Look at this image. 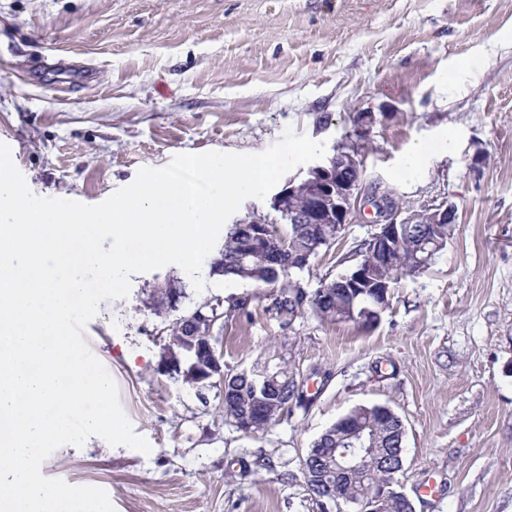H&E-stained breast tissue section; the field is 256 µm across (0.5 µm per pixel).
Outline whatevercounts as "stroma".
<instances>
[{
	"label": "stroma",
	"mask_w": 512,
	"mask_h": 512,
	"mask_svg": "<svg viewBox=\"0 0 512 512\" xmlns=\"http://www.w3.org/2000/svg\"><path fill=\"white\" fill-rule=\"evenodd\" d=\"M288 126L357 149L364 192L455 204L447 247L370 328L309 310L281 328L265 289L207 270L163 320L139 299L184 271L133 275L84 339L151 451L94 436L42 474L95 479L115 512H319L308 448L381 404L404 424L398 481L415 512H512V0H0V142L38 196L94 205L140 168L261 152ZM419 139L430 151L411 173ZM357 207L299 273L306 292L375 232ZM213 296L248 301L224 318L226 372L283 342L316 394L255 438L224 416L222 387L200 397L158 370L165 323ZM382 357L396 365L383 378Z\"/></svg>",
	"instance_id": "35a3bbf8"
}]
</instances>
